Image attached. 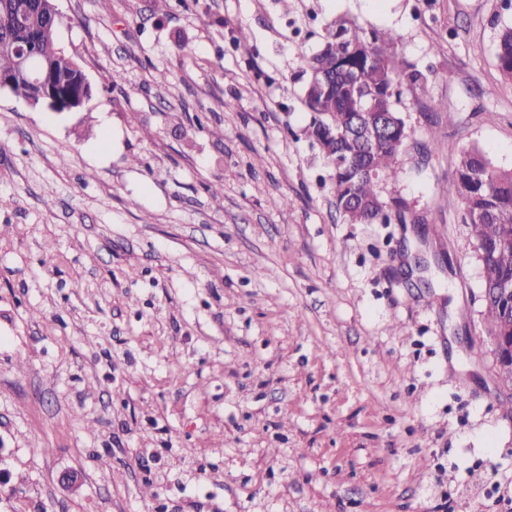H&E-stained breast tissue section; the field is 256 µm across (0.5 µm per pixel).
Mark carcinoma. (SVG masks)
I'll return each mask as SVG.
<instances>
[{"mask_svg": "<svg viewBox=\"0 0 512 512\" xmlns=\"http://www.w3.org/2000/svg\"><path fill=\"white\" fill-rule=\"evenodd\" d=\"M32 0H0V75L14 76L12 95L25 102L38 100L32 84L18 75L17 55L12 51L11 14L31 12ZM40 27L38 50L53 68L67 94L91 99L92 93L75 79L77 63L58 52L54 32L58 13L35 16ZM400 36L391 30H366L339 18L329 26L321 49L307 62V71L334 75L325 86L307 79L303 104L312 113L308 137L333 168L336 207L351 224H389L403 221L404 204L382 197L383 185L397 182L402 173L400 157L409 143V131L397 109L398 87L406 82L423 86L426 76L398 56ZM496 67L512 80V27L499 34ZM358 112H387L389 135L365 148V139L352 133ZM441 195L448 207H462L482 268L483 287L501 288L512 281V170L496 167L481 149L461 152L454 178ZM488 331H498L506 304L493 297L484 302Z\"/></svg>", "mask_w": 512, "mask_h": 512, "instance_id": "cac0c4a2", "label": "carcinoma"}]
</instances>
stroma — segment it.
<instances>
[{"mask_svg":"<svg viewBox=\"0 0 512 512\" xmlns=\"http://www.w3.org/2000/svg\"><path fill=\"white\" fill-rule=\"evenodd\" d=\"M55 4L93 96L56 113L0 91V512L512 499V392L441 198L464 149L512 169V0ZM340 17L399 34L428 77L398 105L402 224L346 223L305 135L306 61ZM496 67L502 77L512 80V27H507L499 34L496 53Z\"/></svg>","mask_w":512,"mask_h":512,"instance_id":"obj_1","label":"stroma"}]
</instances>
